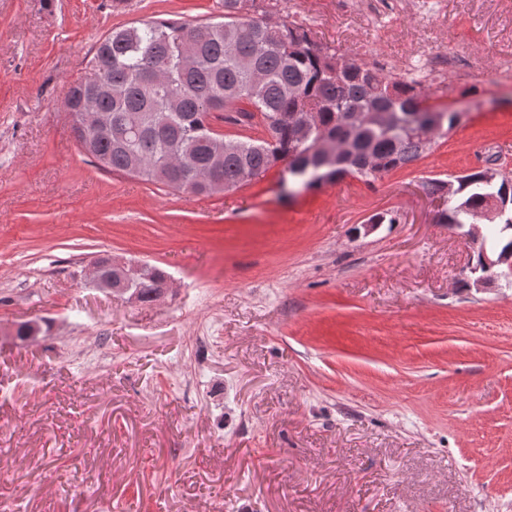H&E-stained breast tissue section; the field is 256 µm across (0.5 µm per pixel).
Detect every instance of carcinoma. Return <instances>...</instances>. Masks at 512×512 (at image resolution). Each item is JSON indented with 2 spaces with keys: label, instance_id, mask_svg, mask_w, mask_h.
Masks as SVG:
<instances>
[{
  "label": "carcinoma",
  "instance_id": "obj_1",
  "mask_svg": "<svg viewBox=\"0 0 512 512\" xmlns=\"http://www.w3.org/2000/svg\"><path fill=\"white\" fill-rule=\"evenodd\" d=\"M318 46L308 28L267 14L242 15V0H224V20L195 25L143 20L114 28L92 52L90 71L64 93L81 151L100 168L195 194H214L282 164L303 188L352 175L376 180L420 157L432 142L416 133V115L430 113L433 130H452L459 113L429 103L419 82L404 83L375 66L350 62ZM313 112L300 131L284 122L271 135L234 142L207 182L197 180L222 148L216 123L265 126L264 118ZM346 141L347 162L312 151L319 135ZM502 214L487 227L496 257L512 256V177L488 169L457 178L439 216L459 228L473 223L488 198ZM168 276L147 265L130 291L151 303Z\"/></svg>",
  "mask_w": 512,
  "mask_h": 512
}]
</instances>
